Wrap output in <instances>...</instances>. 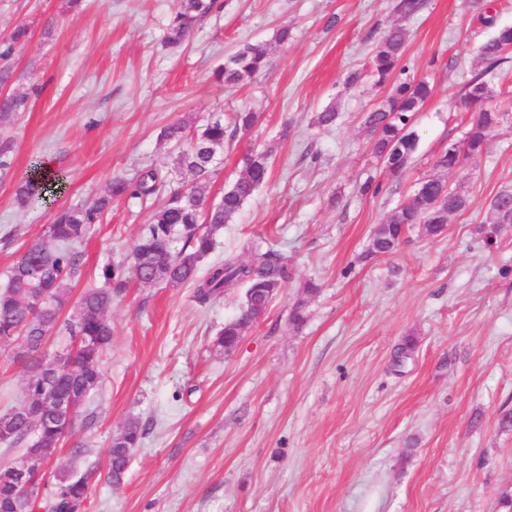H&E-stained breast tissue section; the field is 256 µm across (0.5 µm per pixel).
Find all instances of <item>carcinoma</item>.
<instances>
[{
	"mask_svg": "<svg viewBox=\"0 0 512 512\" xmlns=\"http://www.w3.org/2000/svg\"><path fill=\"white\" fill-rule=\"evenodd\" d=\"M424 0H394V10L403 17L417 14ZM217 7V0H179L164 43L179 47L198 21ZM407 33L391 29L371 57L372 74L379 85L390 91L379 107L367 112L364 125L372 134V151L393 175L403 173L418 148L411 130L412 120L430 98L433 88L424 78L408 75L403 64ZM512 44V27L498 29L479 50L488 67L505 60V49ZM269 43L246 42L224 61L219 76L227 84H239L262 71L269 56ZM493 91L474 76L464 95L466 106L475 112L462 144L448 145L436 167L453 169L487 152L491 132L503 119L492 104ZM26 99L19 95L0 97V125L13 123L25 110ZM261 115L240 110L229 116L216 113L203 125L192 128L184 121L163 126L157 141L168 144L175 153L174 166L192 177L187 188L171 189V178L156 169H144L135 178L122 173L112 175L105 193L56 215L46 230L48 241L33 242L8 271L0 287V344L14 345L13 361L26 372V397L22 404L0 410V447L6 450L36 448L45 464L55 468L51 482L37 480L26 498L18 497L10 480L11 464L0 465V512H86L88 482L92 472L81 473L60 458L59 448L77 429L80 408L100 383L98 360L112 343L109 311L114 297L122 294L132 281L141 284L165 283L170 286L194 285L192 301L203 306L219 300L227 284L240 283L245 301L259 306L264 313L271 299L259 289L282 287L288 278L286 257L279 251L251 240L246 245L249 259L228 257L210 265L204 275L199 269L214 251L216 232L232 223L243 205L269 178L273 149L253 147L240 157L239 178L224 190L220 202L207 203L206 188L219 165L224 143L236 135L248 134ZM338 112L329 106L316 113L314 124L323 129L336 125ZM66 174L56 170L44 174L35 162L20 174L15 200L23 210H33L46 197L61 188ZM165 192L152 211L147 225L133 246L128 264H107L99 271L103 286L86 289L76 309L64 315L69 304L70 281L77 271L79 252L84 242L112 208V202L141 199ZM469 206L468 195L459 188L445 189V181L428 177L419 183L412 198L395 207L386 221L376 227L365 257H383L397 251L403 237L413 226L426 236L441 234L448 216ZM493 223L512 216V190L503 189L490 201ZM237 318L224 322L213 340L215 348L230 352L236 337L243 335ZM70 338L69 360L74 368L68 375H57L49 367V338L54 332ZM146 434L135 419L128 421L111 442L105 477L115 486L122 483L134 448Z\"/></svg>",
	"mask_w": 512,
	"mask_h": 512,
	"instance_id": "1",
	"label": "carcinoma"
}]
</instances>
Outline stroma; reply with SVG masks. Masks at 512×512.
I'll return each mask as SVG.
<instances>
[{
	"label": "stroma",
	"instance_id": "1",
	"mask_svg": "<svg viewBox=\"0 0 512 512\" xmlns=\"http://www.w3.org/2000/svg\"><path fill=\"white\" fill-rule=\"evenodd\" d=\"M176 0H0V42L27 27L0 69V90L28 98L0 127L11 167L0 170V283L20 250L44 237L55 212L104 193L113 173L168 170L160 128L197 126L213 113L247 108L257 128L224 149L207 189L220 200L250 147L273 149L268 181L216 234L210 261L241 254L245 239L269 238L288 259V280L231 353L212 340L236 316L244 290L228 285L200 307L189 286L130 284L112 303V343L101 383L78 418L87 452L62 458L93 471L90 512H508L512 431V228L483 246L489 202L512 188V58L488 69L478 48L512 26V0H424L404 18L393 0H219L176 51L162 43ZM494 25L479 23L482 11ZM288 26V42L272 40ZM407 32L404 61L433 96L418 112V151L405 173H388L372 152L363 114L388 89L366 77L393 27ZM271 43L251 82L217 72L245 41ZM360 82L346 87L349 73ZM483 75L509 109L478 161L436 167L461 141L471 115L463 88ZM335 106V127L312 123ZM287 141H279L282 127ZM65 172L48 206L15 203L19 174L38 158ZM438 177L470 199L444 232L411 229L392 255L363 260L372 232L417 184ZM378 195H363L366 178ZM153 200L113 203L79 245L71 301L100 286L108 263L126 261ZM318 293L304 296L308 280ZM306 300L300 328L289 310ZM415 350L394 356L405 339ZM26 373L0 347V405L25 397ZM147 434L120 487L106 482L113 436L129 420Z\"/></svg>",
	"mask_w": 512,
	"mask_h": 512
}]
</instances>
